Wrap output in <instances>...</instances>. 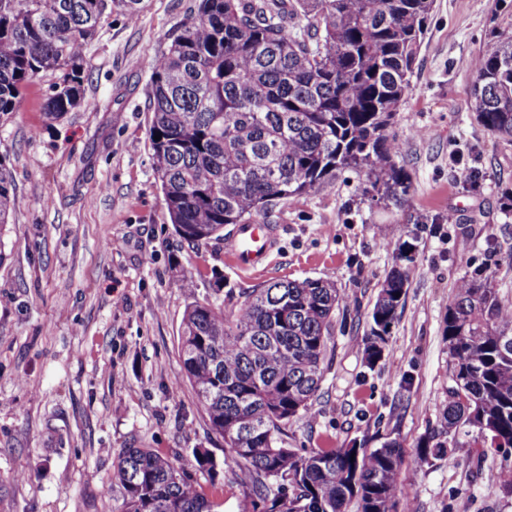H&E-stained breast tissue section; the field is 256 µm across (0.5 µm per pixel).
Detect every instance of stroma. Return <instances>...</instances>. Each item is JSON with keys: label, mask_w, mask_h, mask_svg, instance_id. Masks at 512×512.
I'll use <instances>...</instances> for the list:
<instances>
[{"label": "stroma", "mask_w": 512, "mask_h": 512, "mask_svg": "<svg viewBox=\"0 0 512 512\" xmlns=\"http://www.w3.org/2000/svg\"><path fill=\"white\" fill-rule=\"evenodd\" d=\"M198 0H144L113 12L87 50L91 107L46 119L53 81L28 85L0 117V158L16 208L0 226V512H121L114 465L123 448L185 463L204 448L215 468L204 492L237 512L246 489L183 378L180 327L190 298L237 313L242 291L276 280L336 284L321 389L288 426V445L378 448L399 441L411 512H512L501 475L512 451L477 453L458 435L452 459L415 468L418 443L439 431L451 383L448 305L457 282L493 272L512 301V142L488 133L470 104L475 59L492 28H512V0H436L412 78L390 130L412 189L374 198L365 172L277 202L266 223L277 245L243 271L224 244L192 245L169 221L148 129L153 64ZM473 167V184L456 172ZM414 246L404 303L382 359L364 338L402 242ZM193 275L186 293L183 275Z\"/></svg>", "instance_id": "stroma-1"}]
</instances>
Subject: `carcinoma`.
<instances>
[{
	"instance_id": "obj_1",
	"label": "carcinoma",
	"mask_w": 512,
	"mask_h": 512,
	"mask_svg": "<svg viewBox=\"0 0 512 512\" xmlns=\"http://www.w3.org/2000/svg\"><path fill=\"white\" fill-rule=\"evenodd\" d=\"M143 0H0V114L54 75L44 112L59 121L86 99V51L116 9ZM435 0H199L168 38L150 79L154 174L176 233L192 244L224 239L270 205L364 171L383 199L410 193L389 129L412 91ZM471 106L489 133L512 139V33L493 29L477 59ZM160 140H154V136ZM16 205L0 160V224ZM412 250L381 284L364 354L384 352L406 294ZM239 311L190 302L180 357L210 430L248 479L238 512H397L404 449L288 447V424L309 410L341 301L335 284L278 280L243 292ZM475 271L456 286L445 336L452 385L441 426L476 448H512V317ZM451 456L436 434L416 462ZM113 477L121 512H223L187 465L149 448L122 450Z\"/></svg>"
}]
</instances>
